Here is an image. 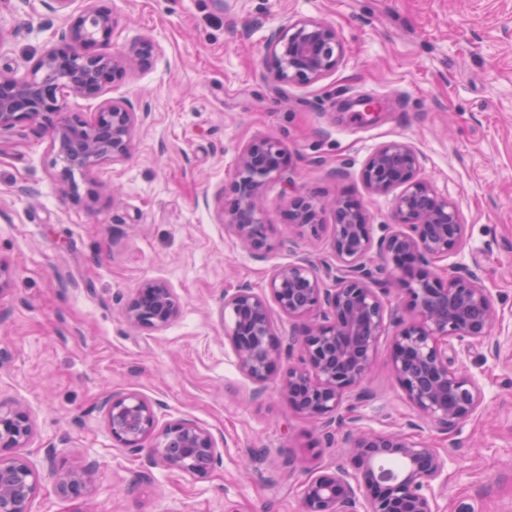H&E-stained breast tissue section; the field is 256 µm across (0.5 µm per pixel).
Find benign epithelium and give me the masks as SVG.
Masks as SVG:
<instances>
[{
    "mask_svg": "<svg viewBox=\"0 0 512 512\" xmlns=\"http://www.w3.org/2000/svg\"><path fill=\"white\" fill-rule=\"evenodd\" d=\"M65 41L47 48L27 71L0 70V132L31 122L50 133L53 166L61 191L75 189L72 173L89 172L130 153L135 128L149 113L135 112L122 100L103 103L91 118L65 109V98L95 97L117 80L146 68L156 46L149 40L112 54L99 51L112 38V13L90 5L66 16ZM272 74L284 84L319 81L343 62L344 47L336 28L315 19L289 21L267 41ZM286 165L281 143L256 138L238 153L220 221L236 240L258 255L272 248L264 221L263 191L281 177ZM420 156L405 141L379 146L362 169V180L375 195L395 193L392 218L399 229L381 243L386 263L400 272L399 286L411 298L413 316L390 337L393 373L417 417L451 432L481 402L477 380L452 354V341L491 343L498 312L479 277L455 264L441 276L437 263L461 252L464 224L457 204L419 176ZM335 224L332 250L334 286L324 287L318 267L301 258L275 269L269 292L281 312L302 321L292 331L300 364L288 366L281 387L298 414L326 427L345 423L346 398H371L366 384L378 344L387 333L386 308L374 288L367 263L373 247L369 214L357 200L328 201L312 195L288 197V220L300 236L315 237L322 213ZM179 300L162 280H148L125 307L127 322L160 329L178 315ZM225 324L241 372L265 385L281 359L265 298L249 286L224 292ZM112 439L130 452H146L151 467L173 466L202 474L220 451L215 434L188 419L158 427L153 404L138 393L112 394L103 401ZM33 434L29 411L0 404V512H30L40 473L20 453ZM152 440L143 448L145 439ZM355 471L338 467L320 471L304 485L303 512H438L434 486L447 467L427 439L415 433L360 430L351 439ZM48 477L63 497L87 493L92 466L82 471L55 464L46 454Z\"/></svg>",
    "mask_w": 512,
    "mask_h": 512,
    "instance_id": "1",
    "label": "benign epithelium"
}]
</instances>
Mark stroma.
Masks as SVG:
<instances>
[{
  "mask_svg": "<svg viewBox=\"0 0 512 512\" xmlns=\"http://www.w3.org/2000/svg\"><path fill=\"white\" fill-rule=\"evenodd\" d=\"M111 12V48L143 39L160 48L151 69L100 97L69 98L83 115L102 102L148 112L128 158L75 173L60 191L50 138L24 123L0 133V403L29 411L23 455L48 449L66 469L93 465L85 496L42 482L30 512H301L305 480L351 467L349 429L406 432L415 413L381 338L369 382L373 400L344 427L296 413L276 388L259 390L224 334V293L264 295L273 271L305 257L335 265L334 217L319 237L293 239L289 194L349 196L369 213L371 236L393 229L392 198L361 179L381 144L402 140L420 175L454 200L465 226L458 263L489 288L501 320L489 352L461 359L482 403L458 429L421 433L447 458L435 485L438 512H512V0H97ZM319 19L344 45L338 69L310 84L274 80L270 33L291 19ZM0 69L23 71L66 30L53 0H0ZM371 101L365 112L359 100ZM257 137L282 143L283 177L264 191L270 251L240 249L219 222L240 149ZM293 239V249L282 242ZM369 265L388 318H409L405 292L378 251ZM159 279L180 301L161 329H138L124 308ZM115 392L149 400L159 424L188 419L212 430L220 456L204 475L147 467L113 441L100 405Z\"/></svg>",
  "mask_w": 512,
  "mask_h": 512,
  "instance_id": "1",
  "label": "stroma"
}]
</instances>
